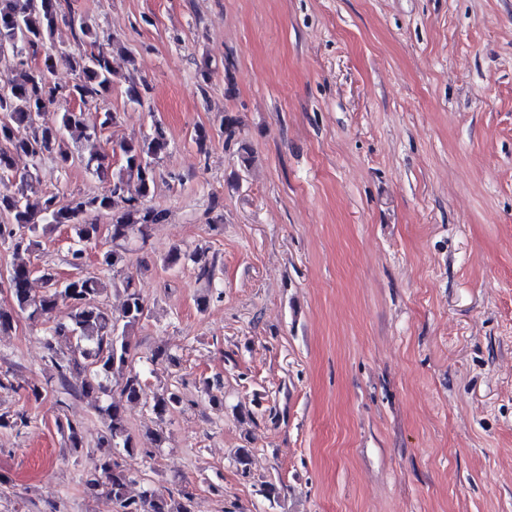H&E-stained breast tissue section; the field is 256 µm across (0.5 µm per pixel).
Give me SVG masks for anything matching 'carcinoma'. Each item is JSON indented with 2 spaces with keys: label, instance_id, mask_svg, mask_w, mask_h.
<instances>
[{
  "label": "carcinoma",
  "instance_id": "1",
  "mask_svg": "<svg viewBox=\"0 0 512 512\" xmlns=\"http://www.w3.org/2000/svg\"><path fill=\"white\" fill-rule=\"evenodd\" d=\"M60 0H0V41L18 39L19 55L39 59L30 64L5 62L0 81L9 85V92L0 95V184L19 180L15 191L0 190V240L9 241L15 254L28 253L37 245L39 229L46 225H67L73 231L69 264L77 269L85 257V245L97 237V224L86 216L111 208L114 199L125 198L126 206L112 215V241L124 243L134 239L146 240L152 224L165 220V213L147 205L157 185V166L169 146L165 128L157 124L150 135L118 145L123 158L122 167L112 174L110 192L104 195H72L63 201L59 195L43 194L35 199L27 194L30 173L17 174L14 155L23 154L37 163L51 158L65 171L80 163L85 169L101 175L107 170L106 155L97 149L98 131L87 128L82 112L71 106L73 100L85 104L96 100L112 89V63L93 27L80 24L77 51L56 54L47 47L55 33L61 15ZM66 62L75 72L73 84L61 86L51 81L58 62ZM53 105L55 112H49ZM135 179L138 193L124 197L130 179ZM187 261H201L200 253L173 250L164 263L169 267ZM33 268L24 261L13 263L9 269L8 288L13 305L0 306V332L13 327L20 312L29 313L33 320L51 318L61 304L70 307V323L55 324L51 338H73L86 342L78 353L65 356L49 347L61 386H66L67 373L81 370L85 379L81 392L86 395L104 393L107 382L114 380L120 398L105 409L107 430L98 443L99 453H91L86 469V493L97 496L105 493L119 507V512H196L193 493L183 489L180 500L145 490L138 497L128 496L127 489L135 482L116 456V450L135 447L128 431L124 403L147 401L158 419L177 409L181 403L178 392L163 388L147 396L139 372L132 367L131 333L146 316V305L140 289L131 276L112 282V287L124 293L119 317L109 315L98 302L107 284L94 276H77L58 284L55 273L45 269L41 278L46 284L43 294L34 296L29 284ZM67 447L76 451L84 447L79 426L57 421Z\"/></svg>",
  "mask_w": 512,
  "mask_h": 512
}]
</instances>
